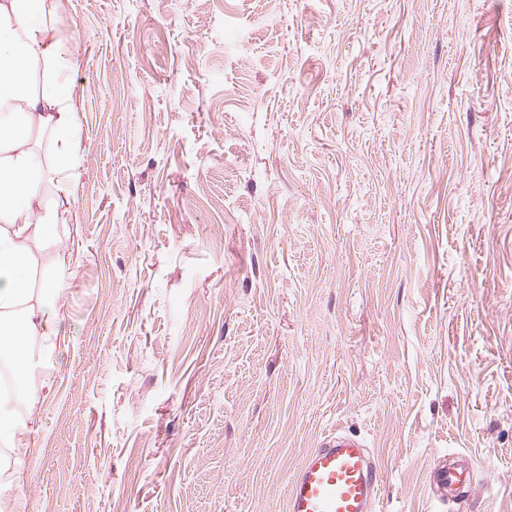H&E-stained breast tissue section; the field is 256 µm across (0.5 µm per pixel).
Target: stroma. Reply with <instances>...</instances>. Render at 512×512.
Returning <instances> with one entry per match:
<instances>
[{
	"label": "stroma",
	"mask_w": 512,
	"mask_h": 512,
	"mask_svg": "<svg viewBox=\"0 0 512 512\" xmlns=\"http://www.w3.org/2000/svg\"><path fill=\"white\" fill-rule=\"evenodd\" d=\"M71 224L0 512H512V0H62ZM470 463L440 499L432 470ZM381 474L363 442L336 431L305 458L290 482L287 512H370Z\"/></svg>",
	"instance_id": "stroma-1"
}]
</instances>
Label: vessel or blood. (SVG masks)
<instances>
[{
	"mask_svg": "<svg viewBox=\"0 0 512 512\" xmlns=\"http://www.w3.org/2000/svg\"><path fill=\"white\" fill-rule=\"evenodd\" d=\"M441 496L469 485V465L446 464L433 474ZM381 474L363 442L336 432L324 437L305 458L290 483L286 512H370Z\"/></svg>",
	"mask_w": 512,
	"mask_h": 512,
	"instance_id": "vessel-or-blood-1",
	"label": "vessel or blood"
}]
</instances>
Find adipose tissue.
Returning a JSON list of instances; mask_svg holds the SVG:
<instances>
[{"label": "adipose tissue", "mask_w": 512, "mask_h": 512, "mask_svg": "<svg viewBox=\"0 0 512 512\" xmlns=\"http://www.w3.org/2000/svg\"><path fill=\"white\" fill-rule=\"evenodd\" d=\"M58 3L0 0V357L25 391L35 343L57 339L64 319L57 278L31 282L32 248L71 221L68 210L46 203L49 176L35 160V132L55 137L58 183L72 179L79 157L76 90L60 75L61 40L49 24ZM29 432L26 421L0 411V496L24 476Z\"/></svg>", "instance_id": "1"}]
</instances>
